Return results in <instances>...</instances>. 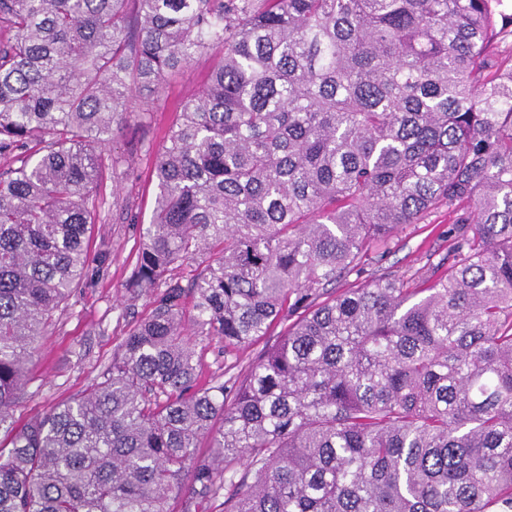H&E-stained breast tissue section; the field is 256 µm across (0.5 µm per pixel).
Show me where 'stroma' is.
Instances as JSON below:
<instances>
[{"instance_id":"35a3bbf8","label":"stroma","mask_w":512,"mask_h":512,"mask_svg":"<svg viewBox=\"0 0 512 512\" xmlns=\"http://www.w3.org/2000/svg\"><path fill=\"white\" fill-rule=\"evenodd\" d=\"M221 52V47H212L167 77L153 104H146L144 93H133L129 107L141 111V118L114 124L103 154L108 158L126 156L129 166L116 177L117 193H105L89 241L91 251H108L109 259L104 266L93 267L84 287L72 293L39 336L37 350L27 363V384L14 412L17 421L42 415L100 383L130 329L149 312L152 293L132 290L127 283L142 248L141 227L152 216L157 192L152 177L155 151L175 120L177 107L204 87ZM456 220V214L443 210L425 223L400 228L392 237L389 252L366 261L360 275L337 283V292L380 277L414 282L446 269L452 244L449 230ZM278 334V329H271L269 336L239 354L229 368L224 365V344L219 338L194 337L203 380L224 382L244 376Z\"/></svg>"}]
</instances>
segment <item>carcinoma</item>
<instances>
[{
  "instance_id": "obj_1",
  "label": "carcinoma",
  "mask_w": 512,
  "mask_h": 512,
  "mask_svg": "<svg viewBox=\"0 0 512 512\" xmlns=\"http://www.w3.org/2000/svg\"><path fill=\"white\" fill-rule=\"evenodd\" d=\"M1 32L0 512H173L186 479L224 512H512L505 0H0ZM215 44L128 284L161 292L104 381L17 423L89 277L93 190L128 164L95 146ZM442 208L476 215L445 274L319 301ZM189 324L226 357L287 330L202 386Z\"/></svg>"
}]
</instances>
